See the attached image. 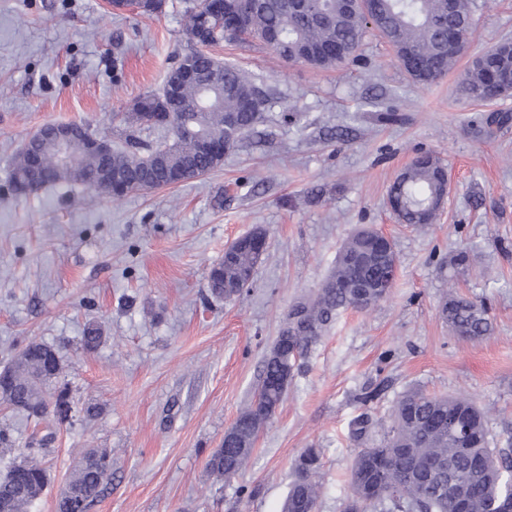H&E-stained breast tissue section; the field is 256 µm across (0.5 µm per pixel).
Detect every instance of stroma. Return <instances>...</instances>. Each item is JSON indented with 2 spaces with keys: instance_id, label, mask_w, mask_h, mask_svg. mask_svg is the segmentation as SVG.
<instances>
[{
  "instance_id": "obj_1",
  "label": "stroma",
  "mask_w": 512,
  "mask_h": 512,
  "mask_svg": "<svg viewBox=\"0 0 512 512\" xmlns=\"http://www.w3.org/2000/svg\"><path fill=\"white\" fill-rule=\"evenodd\" d=\"M198 0L158 16L119 15L103 0H0V368L36 341L62 359L71 418L0 405L14 455L45 445L49 483L33 512L57 502L85 448L112 452V482L88 512H281L294 463L321 453L318 512H341L349 439L360 413L387 417L405 390L469 394L498 447L512 444V95L475 102L459 90L468 56L421 86L367 32L334 69L276 58L257 42H223L231 61L274 90L270 120L221 167L178 186L114 200L79 185L16 195L10 174L30 135L79 123L119 142V113L159 90L194 49L184 21ZM512 40V0H474L470 54ZM385 112L395 121H382ZM439 156L453 191L427 230L398 223L388 189L419 153ZM398 254L390 296L348 310L312 348L261 429L243 474L208 468L253 399L264 358L303 295L316 291L360 226ZM263 229L268 248L240 295L218 298L208 274L236 238ZM471 250L448 277L449 254ZM484 301L494 333L451 336L449 288ZM104 336L84 350L89 324ZM378 390L361 404L360 395ZM100 406L86 418L88 405Z\"/></svg>"
}]
</instances>
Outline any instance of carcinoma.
I'll return each instance as SVG.
<instances>
[{
  "label": "carcinoma",
  "instance_id": "1",
  "mask_svg": "<svg viewBox=\"0 0 512 512\" xmlns=\"http://www.w3.org/2000/svg\"><path fill=\"white\" fill-rule=\"evenodd\" d=\"M371 6L368 18L358 10L347 9L344 0H319L311 10L301 0H258L248 19L249 37L265 43L269 33H277L274 53L286 61L299 58L305 46L318 47L323 55L314 60V65L329 69L350 60L367 30L372 29L395 54L404 52L411 58L419 72L414 82L428 85L448 74L458 60V56L448 53V33L471 28L472 0H371ZM185 25L189 35H205L209 46L237 39L224 27V17L210 12L202 2L187 11ZM179 61L207 72L212 79L208 95L195 84L181 88L180 103L171 111L181 113L184 125L220 135L226 119L231 118L237 128L232 144L235 148L267 121L269 96L259 78L232 62L199 51ZM475 88L483 92L480 102L502 96L495 74L471 65L460 89L464 93ZM161 95V90L151 91L135 100L130 113L123 117L129 134L122 146L112 148V170L126 179L128 191H115L111 183L99 178L102 162L87 150L84 141L72 144L73 163L61 165L46 138H35L28 150L19 151L10 174L14 191L27 195L48 185L74 183L120 199L129 191L162 187L171 168L182 166L189 173L212 171L213 161L196 153L189 136L153 145L138 135L141 126L137 113L154 111V98ZM246 102L253 106L252 111L242 110ZM32 156L40 158L46 172L45 180L38 184L28 177ZM440 168V158L427 153L415 157L399 174L389 195L402 202L400 223L415 227L435 223L438 210L429 208V204L437 189L435 175ZM368 234L369 229L363 228L351 235L317 293L297 302L288 312L285 326L265 357L255 399L234 424L237 446H223L210 455L208 466L217 477L229 481L241 473L259 430L284 401L288 385L273 386L271 380L284 372L288 380H293L307 351L342 312L355 306L351 260L366 253ZM257 263L254 237L248 236L210 269L209 291L225 298L240 294L252 281ZM441 315L461 339L477 341L493 334L489 308L453 290L442 304ZM61 369V357L54 348L28 344L25 353L7 367L12 388L0 402L34 417L43 416L50 408L70 407L64 389L52 402L46 396L48 373ZM390 418L377 443L373 435L378 423L369 413L363 412L351 422L349 437L362 448L350 465V493L342 512H460L457 490L461 484L466 486V512H500L504 504L512 503V448L492 446L486 415L470 396H439L410 389L395 400ZM41 454L40 448H27L21 460L6 467L0 476V512H31L48 481ZM294 468L295 479L282 512H318L319 451L306 449ZM111 480L110 452L102 448L86 450L70 476L66 499L59 503L58 512H87Z\"/></svg>",
  "mask_w": 512,
  "mask_h": 512
}]
</instances>
